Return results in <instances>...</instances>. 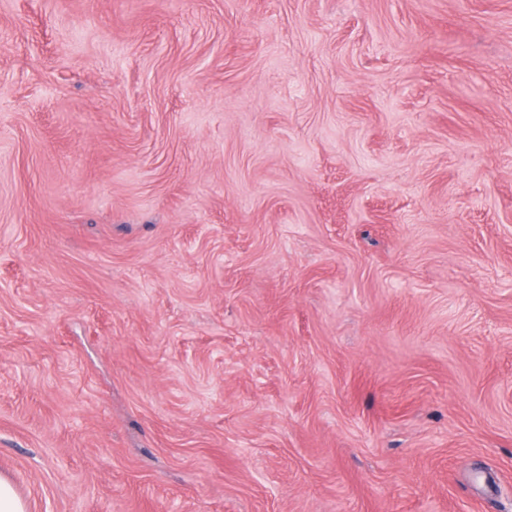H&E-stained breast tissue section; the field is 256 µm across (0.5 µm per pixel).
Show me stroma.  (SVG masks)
I'll list each match as a JSON object with an SVG mask.
<instances>
[{"label":"stroma","mask_w":512,"mask_h":512,"mask_svg":"<svg viewBox=\"0 0 512 512\" xmlns=\"http://www.w3.org/2000/svg\"><path fill=\"white\" fill-rule=\"evenodd\" d=\"M0 477L512 512V0H0Z\"/></svg>","instance_id":"1"}]
</instances>
